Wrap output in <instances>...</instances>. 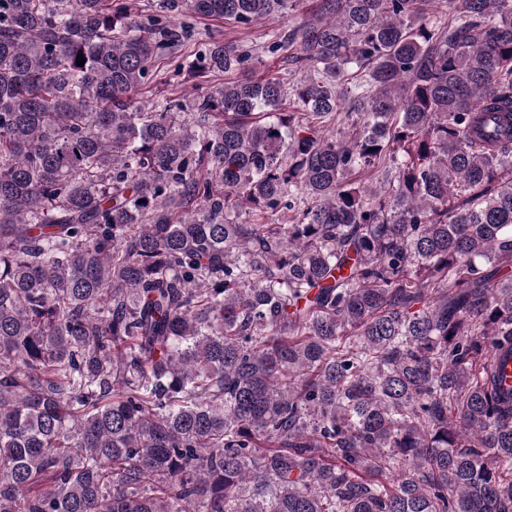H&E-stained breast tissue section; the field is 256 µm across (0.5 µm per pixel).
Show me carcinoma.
I'll use <instances>...</instances> for the list:
<instances>
[{
	"label": "carcinoma",
	"mask_w": 512,
	"mask_h": 512,
	"mask_svg": "<svg viewBox=\"0 0 512 512\" xmlns=\"http://www.w3.org/2000/svg\"><path fill=\"white\" fill-rule=\"evenodd\" d=\"M295 2L0 0V512H512V0ZM317 2L314 0H301L297 2L294 9L290 10L289 16L284 19L268 24H257L250 27H243L230 21L218 19H198L195 24V31L199 34H212L216 37L224 38V42L231 44L244 45L251 49H256L259 55L258 63L254 66L257 75L266 73H276L283 81L288 84V65L284 62V57L280 52L271 53L268 47L271 44L269 32L274 28L288 29L301 21L303 17H308L317 9ZM234 74H224V76H211L209 78H197V79H189L185 73L180 77H176L175 80H171L170 84L174 86H164V85H150L143 90L142 96L145 99L156 98L160 94H168V90L177 88L178 90H185L187 86L197 84L199 87L209 88L211 85L222 82L224 79L233 78Z\"/></svg>",
	"instance_id": "cac0c4a2"
}]
</instances>
